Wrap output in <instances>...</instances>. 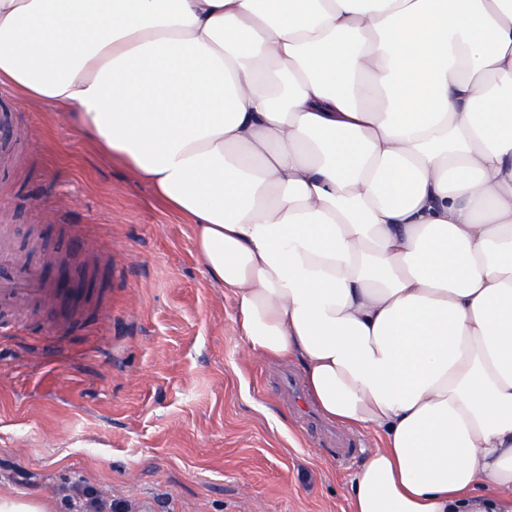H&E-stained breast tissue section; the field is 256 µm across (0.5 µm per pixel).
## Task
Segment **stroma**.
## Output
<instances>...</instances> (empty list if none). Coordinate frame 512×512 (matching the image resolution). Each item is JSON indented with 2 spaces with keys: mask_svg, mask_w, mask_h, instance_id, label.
<instances>
[{
  "mask_svg": "<svg viewBox=\"0 0 512 512\" xmlns=\"http://www.w3.org/2000/svg\"><path fill=\"white\" fill-rule=\"evenodd\" d=\"M0 225L79 299L0 338V486L51 512H349L352 459L298 423L279 365L250 356L191 225L64 113L0 86ZM86 233V252L73 238ZM292 419L291 433L278 426Z\"/></svg>",
  "mask_w": 512,
  "mask_h": 512,
  "instance_id": "obj_1",
  "label": "stroma"
}]
</instances>
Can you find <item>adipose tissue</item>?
<instances>
[{"mask_svg": "<svg viewBox=\"0 0 512 512\" xmlns=\"http://www.w3.org/2000/svg\"><path fill=\"white\" fill-rule=\"evenodd\" d=\"M0 85L375 438L351 512H512V0H0Z\"/></svg>", "mask_w": 512, "mask_h": 512, "instance_id": "obj_1", "label": "adipose tissue"}]
</instances>
